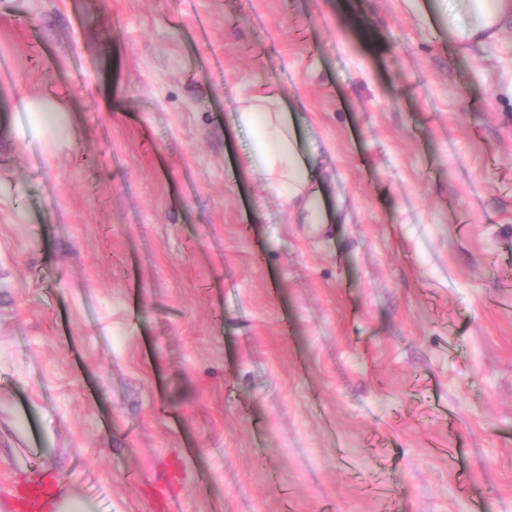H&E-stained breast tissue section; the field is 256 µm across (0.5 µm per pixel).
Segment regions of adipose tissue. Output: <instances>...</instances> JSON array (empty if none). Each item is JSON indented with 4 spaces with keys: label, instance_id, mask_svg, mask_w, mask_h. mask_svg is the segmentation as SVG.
Masks as SVG:
<instances>
[{
    "label": "adipose tissue",
    "instance_id": "obj_1",
    "mask_svg": "<svg viewBox=\"0 0 512 512\" xmlns=\"http://www.w3.org/2000/svg\"><path fill=\"white\" fill-rule=\"evenodd\" d=\"M507 24H512V0H465V17L452 31L459 43L482 45ZM234 123L252 136L248 167L263 169L271 186L285 190L287 199L303 195L317 180L313 163L294 147L292 118L281 95L243 99Z\"/></svg>",
    "mask_w": 512,
    "mask_h": 512
}]
</instances>
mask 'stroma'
Instances as JSON below:
<instances>
[{"mask_svg": "<svg viewBox=\"0 0 512 512\" xmlns=\"http://www.w3.org/2000/svg\"><path fill=\"white\" fill-rule=\"evenodd\" d=\"M350 2L0 0V512H512V27ZM234 124L252 136L247 156L248 168H262L271 186L286 191L287 201L305 193L316 180L314 164L297 153L284 98L279 94H261L240 101Z\"/></svg>", "mask_w": 512, "mask_h": 512, "instance_id": "35a3bbf8", "label": "stroma"}]
</instances>
